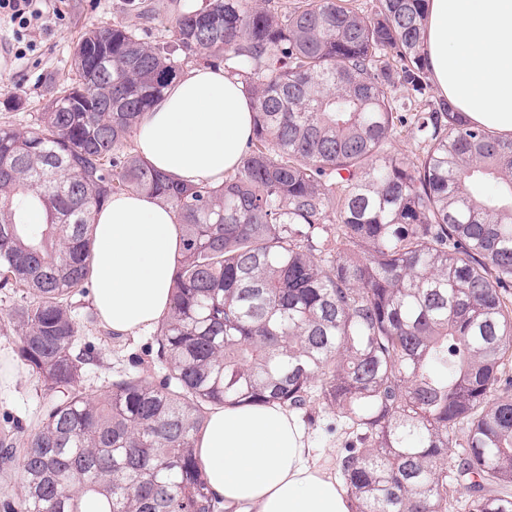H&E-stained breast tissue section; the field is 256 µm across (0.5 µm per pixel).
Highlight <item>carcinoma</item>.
<instances>
[{
	"label": "carcinoma",
	"mask_w": 512,
	"mask_h": 512,
	"mask_svg": "<svg viewBox=\"0 0 512 512\" xmlns=\"http://www.w3.org/2000/svg\"><path fill=\"white\" fill-rule=\"evenodd\" d=\"M427 2L203 0L150 41L114 22L81 36L36 127L0 126V289L43 391L0 440V512H223L196 441L211 409L253 404L336 417L355 512H512V139L430 95ZM193 61L255 105L221 185L130 144ZM126 191L181 231L164 374L92 397L71 297Z\"/></svg>",
	"instance_id": "cac0c4a2"
}]
</instances>
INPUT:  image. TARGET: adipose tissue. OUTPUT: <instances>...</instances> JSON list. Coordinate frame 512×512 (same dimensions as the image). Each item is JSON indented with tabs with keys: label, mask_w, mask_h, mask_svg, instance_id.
Instances as JSON below:
<instances>
[{
	"label": "adipose tissue",
	"mask_w": 512,
	"mask_h": 512,
	"mask_svg": "<svg viewBox=\"0 0 512 512\" xmlns=\"http://www.w3.org/2000/svg\"><path fill=\"white\" fill-rule=\"evenodd\" d=\"M431 78L474 126L512 136V0H429ZM253 133L240 78L196 66L169 84L137 128L140 156L170 178L223 182ZM93 305L120 336L152 327L171 303L180 232L172 210L144 194L112 197L92 226ZM224 512H351L328 454H312L298 416L277 405L212 409L197 439Z\"/></svg>",
	"instance_id": "1"
}]
</instances>
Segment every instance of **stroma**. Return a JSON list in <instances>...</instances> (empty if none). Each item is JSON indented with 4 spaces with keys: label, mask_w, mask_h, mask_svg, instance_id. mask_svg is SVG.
<instances>
[{
    "label": "stroma",
    "mask_w": 512,
    "mask_h": 512,
    "mask_svg": "<svg viewBox=\"0 0 512 512\" xmlns=\"http://www.w3.org/2000/svg\"><path fill=\"white\" fill-rule=\"evenodd\" d=\"M187 0H140V11L129 10L126 0H50L47 27L34 39L33 49L23 59L0 50V95L20 99L19 109L0 107V126L27 129L34 125L47 100L48 88L70 78L72 59L80 36L115 21L135 26L141 34L154 39L164 35ZM14 300L0 290V354L16 361L18 378L12 388L0 392V431H19L32 427L38 398L36 380L18 364V338L7 319ZM87 340L95 346V362L89 365L81 385L88 395H99L114 370L137 362L145 376L157 378L161 369L154 364L157 348L153 332L112 338L107 332H90Z\"/></svg>",
    "instance_id": "1"
}]
</instances>
